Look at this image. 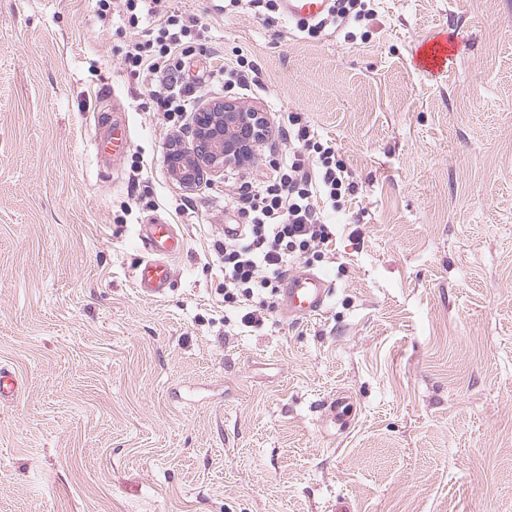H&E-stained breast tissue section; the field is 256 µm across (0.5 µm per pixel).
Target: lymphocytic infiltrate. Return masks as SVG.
<instances>
[{"mask_svg":"<svg viewBox=\"0 0 512 512\" xmlns=\"http://www.w3.org/2000/svg\"><path fill=\"white\" fill-rule=\"evenodd\" d=\"M123 15L138 38L128 43L122 62L159 85L150 99L169 124L192 109L182 82L187 60L200 48L196 21L168 12L166 0H122ZM265 179L229 190L224 202L246 221L240 237L218 250L224 263V302L244 307L243 324L264 321L267 294L277 293L289 265L328 247L333 233L325 210H342L357 192L335 145L322 139L296 113L288 114L283 141Z\"/></svg>","mask_w":512,"mask_h":512,"instance_id":"obj_1","label":"lymphocytic infiltrate"}]
</instances>
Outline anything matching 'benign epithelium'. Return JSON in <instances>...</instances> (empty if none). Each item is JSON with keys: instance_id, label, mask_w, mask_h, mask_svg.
<instances>
[{"instance_id": "7a95c632", "label": "benign epithelium", "mask_w": 512, "mask_h": 512, "mask_svg": "<svg viewBox=\"0 0 512 512\" xmlns=\"http://www.w3.org/2000/svg\"><path fill=\"white\" fill-rule=\"evenodd\" d=\"M267 139L268 122L260 109L236 99L215 101L194 113L191 141L169 140L166 164L179 185L193 190L212 171L249 165Z\"/></svg>"}]
</instances>
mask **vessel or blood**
Segmentation results:
<instances>
[{"instance_id": "1", "label": "vessel or blood", "mask_w": 512, "mask_h": 512, "mask_svg": "<svg viewBox=\"0 0 512 512\" xmlns=\"http://www.w3.org/2000/svg\"><path fill=\"white\" fill-rule=\"evenodd\" d=\"M328 0H281L284 21H309L321 16ZM130 145L127 125L113 126L108 139L96 145L98 155L124 157ZM137 235L146 252L133 266L131 282L138 295L157 298L165 294L174 278L173 257L183 249V240L171 224H143ZM332 292L331 284L318 272L304 265L296 266L283 280L282 312L286 318L299 321L319 315Z\"/></svg>"}]
</instances>
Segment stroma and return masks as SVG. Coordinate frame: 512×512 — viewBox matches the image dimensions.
<instances>
[{
    "label": "stroma",
    "instance_id": "stroma-1",
    "mask_svg": "<svg viewBox=\"0 0 512 512\" xmlns=\"http://www.w3.org/2000/svg\"><path fill=\"white\" fill-rule=\"evenodd\" d=\"M169 5L207 32L195 106L246 55L243 103L300 114L346 161L358 193L304 259L333 292L241 325L215 249L239 220L229 174L170 176L192 125L168 128L124 67L119 0H0V365L22 379L0 402V512H512V0H374L353 41ZM442 34L447 68L422 70ZM116 120L117 167L95 151ZM156 219L184 249L147 300L129 273ZM220 76L224 77V89L236 90L247 89L246 86L255 84V78L251 74H256L255 66L247 57L237 55L234 61L224 62L223 66L216 69Z\"/></svg>",
    "mask_w": 512,
    "mask_h": 512
}]
</instances>
